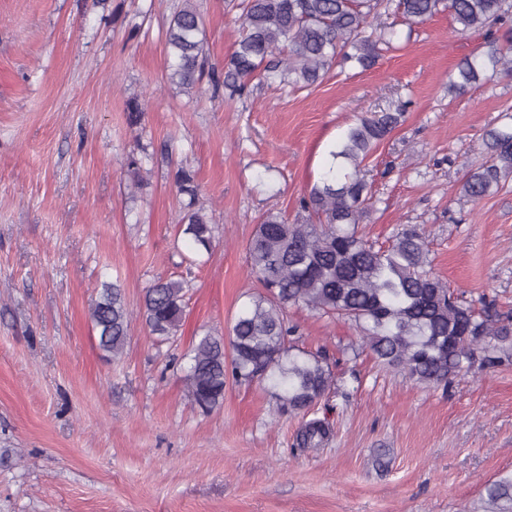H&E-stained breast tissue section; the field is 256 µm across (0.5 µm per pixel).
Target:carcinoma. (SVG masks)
I'll return each mask as SVG.
<instances>
[{
    "label": "carcinoma",
    "instance_id": "carcinoma-1",
    "mask_svg": "<svg viewBox=\"0 0 512 512\" xmlns=\"http://www.w3.org/2000/svg\"><path fill=\"white\" fill-rule=\"evenodd\" d=\"M409 23H422L447 11L458 32H484L489 50L458 64L449 91L467 89L512 74L509 0H395ZM243 32L223 72L206 71L202 18L192 0L171 17L165 32L168 78L186 93L209 78L214 90L233 96L258 76L262 82L300 88L322 79L341 59L366 71L393 46V26L378 22L384 0H241ZM406 106L371 112L349 126L332 145V163L299 200L308 213L288 223L269 213L257 225L247 252L250 274L261 291L246 294L234 317L231 336L206 333L193 342L184 382L193 404L204 413L224 402V390L263 383L273 389L276 413L308 415L335 385L326 359L317 353H290L296 327L288 307L351 321L382 365L400 369L412 381L447 386L474 368L490 370L512 360V316L501 315L491 300L481 308L433 274L428 244L416 225L398 230L386 245L359 232L371 205L365 161L400 125ZM512 176V125L483 136V152L467 166L462 192L472 201L498 190ZM176 193L184 197L180 232L199 252H210L214 226L200 204L195 175L179 169ZM139 315L161 342L178 336L185 317L184 282L158 279L145 289ZM99 347L107 356L123 352L132 311L118 283L106 282L90 310ZM332 434L321 419L304 422L296 434L301 448H318ZM490 512H512V475L485 487Z\"/></svg>",
    "mask_w": 512,
    "mask_h": 512
}]
</instances>
